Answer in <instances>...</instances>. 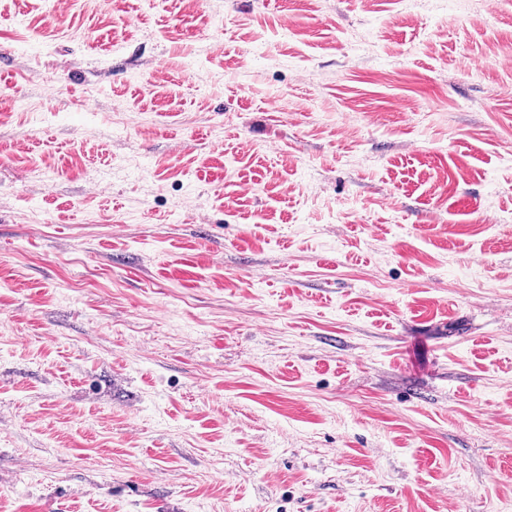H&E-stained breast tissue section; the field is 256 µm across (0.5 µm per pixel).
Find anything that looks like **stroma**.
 Here are the masks:
<instances>
[{
    "mask_svg": "<svg viewBox=\"0 0 512 512\" xmlns=\"http://www.w3.org/2000/svg\"><path fill=\"white\" fill-rule=\"evenodd\" d=\"M0 512H512V0H0Z\"/></svg>",
    "mask_w": 512,
    "mask_h": 512,
    "instance_id": "1",
    "label": "stroma"
}]
</instances>
